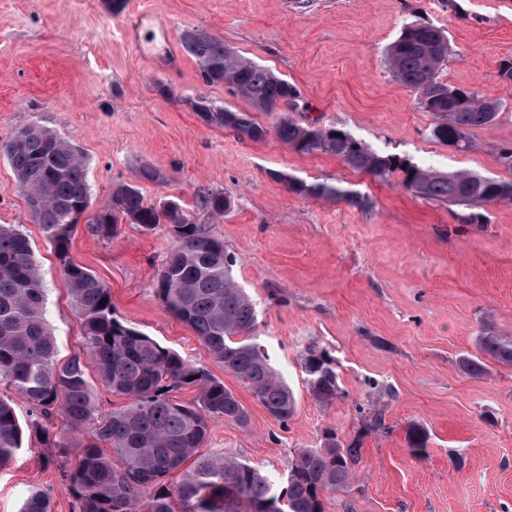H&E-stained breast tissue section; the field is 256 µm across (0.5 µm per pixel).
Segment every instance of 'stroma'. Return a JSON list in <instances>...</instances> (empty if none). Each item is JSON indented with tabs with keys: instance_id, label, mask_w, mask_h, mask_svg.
Here are the masks:
<instances>
[{
	"instance_id": "obj_1",
	"label": "stroma",
	"mask_w": 512,
	"mask_h": 512,
	"mask_svg": "<svg viewBox=\"0 0 512 512\" xmlns=\"http://www.w3.org/2000/svg\"><path fill=\"white\" fill-rule=\"evenodd\" d=\"M163 18L167 36L142 26L137 42L123 25L134 14ZM424 20L448 33L452 51L440 77L508 104L497 122L470 130L458 151L431 135L435 117L392 76L385 55L404 23ZM202 29L241 56L288 80L289 117L347 132L371 150L441 174L512 176L498 149L512 144V83L499 75L512 57V0H0V141L38 125L83 154L92 206L115 184L137 186L154 205L176 202L193 223L223 240L233 276L253 300L259 341L291 387L295 416L274 419L249 389L214 361L191 328L155 293L175 241L167 225H119L116 238L75 230L70 257L112 293L116 317L208 370L247 411L244 423L212 420L204 442L284 477L297 449L336 434L358 442L348 488L328 493L325 512H512V366L489 361L483 375L460 360L477 336L512 337V202L460 206L408 190L400 173L379 178L329 153L304 154L276 134L282 117L256 113L261 139L204 122L198 98L247 109L225 85H205L196 61L173 72L157 66L166 42ZM165 176L140 177L142 163ZM323 182L360 195L363 205L297 195L289 179ZM231 199L214 215L202 189ZM0 224L28 238L46 288L56 356L82 352L83 328L52 245L0 154ZM333 358L341 393L325 405L310 395L300 355L309 346ZM384 425L367 427L371 409ZM430 440L412 454L411 424ZM49 429L58 447L26 433L0 466V512H20L42 493L51 512H75L60 478L74 456L62 413Z\"/></svg>"
}]
</instances>
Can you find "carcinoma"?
Returning <instances> with one entry per match:
<instances>
[{"label":"carcinoma","mask_w":512,"mask_h":512,"mask_svg":"<svg viewBox=\"0 0 512 512\" xmlns=\"http://www.w3.org/2000/svg\"><path fill=\"white\" fill-rule=\"evenodd\" d=\"M184 51L198 63L204 83L227 84L250 105V111L195 104L210 124L242 138L264 135L252 113L275 112L294 95V87L269 68L244 59L224 41L192 29L181 36ZM451 52L446 32L412 21L388 47L393 77L415 92L421 108L437 123L432 136L457 150L469 146V130L493 125L503 105L473 90L439 78L441 63ZM282 142L299 152H329L349 166L384 177L403 173L407 189L456 205L512 202V179H494L473 172L439 174L405 163L394 155L370 150L345 132L283 117L277 126ZM32 211L55 249L64 281L85 326L86 352L60 363L45 317L44 288L26 237L12 225H0V381L5 380L29 405L31 426L42 431L43 445L65 446L51 438L44 425L55 411L71 429L88 432L75 445L77 466L61 473L71 488L77 512H255V506L277 502L282 512H324L325 493L349 484L359 462L356 442L343 446L336 436L321 448L295 451L283 483L236 459L202 451L209 422L218 417L241 423L246 411L234 394L207 370L186 362L175 351L127 326L114 316L112 295L91 272L70 260L72 233L91 206L85 158L71 143L39 126L26 127L0 143ZM291 191L327 201H365L324 183L288 179ZM216 215L230 205L222 193H204ZM129 222L149 231L171 228L176 246L156 282L164 309L192 329L224 370L247 384L254 399L280 422L296 413L293 391L274 369L258 342L257 312L232 274L234 258L224 242L194 224L178 204L156 206L144 201L139 188L118 183L109 203L87 219L95 236L111 239L117 226ZM478 354L462 360L472 376L485 370L484 358L512 365V338L485 332L477 337ZM301 372L310 394L322 404L340 393L333 360L324 350L305 349ZM94 368L101 384L129 399L122 408L100 415L87 379ZM182 386L198 391L195 403L174 402L170 393ZM23 430L11 400L0 396V465L21 448ZM408 444L418 457L426 454L428 433L412 425ZM179 474L175 489L168 478ZM22 512H50L49 502L34 493Z\"/></svg>","instance_id":"carcinoma-1"}]
</instances>
